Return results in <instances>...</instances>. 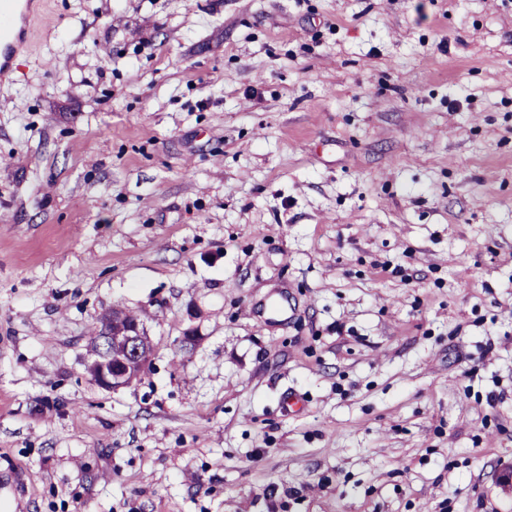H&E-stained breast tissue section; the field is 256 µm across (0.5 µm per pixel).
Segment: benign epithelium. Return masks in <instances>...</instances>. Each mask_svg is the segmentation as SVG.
<instances>
[{"mask_svg":"<svg viewBox=\"0 0 512 512\" xmlns=\"http://www.w3.org/2000/svg\"><path fill=\"white\" fill-rule=\"evenodd\" d=\"M106 330L85 367L103 389L117 391L138 380L151 363L154 346L140 323H128L120 308L107 314Z\"/></svg>","mask_w":512,"mask_h":512,"instance_id":"7a95c632","label":"benign epithelium"}]
</instances>
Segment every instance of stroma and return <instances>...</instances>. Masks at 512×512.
<instances>
[{
	"label": "stroma",
	"mask_w": 512,
	"mask_h": 512,
	"mask_svg": "<svg viewBox=\"0 0 512 512\" xmlns=\"http://www.w3.org/2000/svg\"><path fill=\"white\" fill-rule=\"evenodd\" d=\"M47 8L0 82V512H512V0ZM116 306L155 353L112 392Z\"/></svg>",
	"instance_id": "obj_1"
}]
</instances>
